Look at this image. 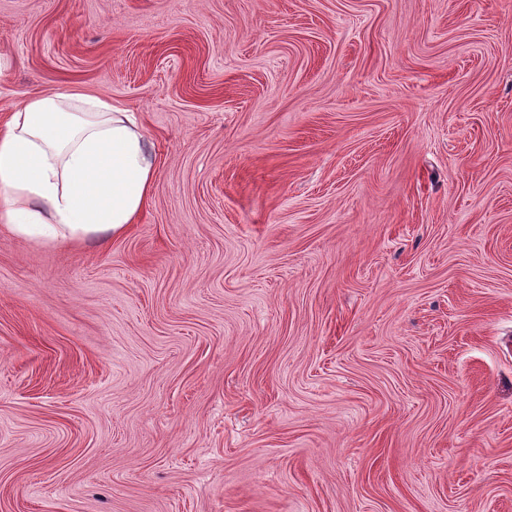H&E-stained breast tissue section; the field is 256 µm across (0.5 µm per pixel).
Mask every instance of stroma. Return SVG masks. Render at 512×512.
<instances>
[{"label":"stroma","mask_w":512,"mask_h":512,"mask_svg":"<svg viewBox=\"0 0 512 512\" xmlns=\"http://www.w3.org/2000/svg\"><path fill=\"white\" fill-rule=\"evenodd\" d=\"M0 125L138 117L136 224L0 227V512H512V0H0Z\"/></svg>","instance_id":"35a3bbf8"}]
</instances>
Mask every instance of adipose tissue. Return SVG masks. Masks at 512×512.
<instances>
[{"label":"adipose tissue","mask_w":512,"mask_h":512,"mask_svg":"<svg viewBox=\"0 0 512 512\" xmlns=\"http://www.w3.org/2000/svg\"><path fill=\"white\" fill-rule=\"evenodd\" d=\"M156 173L127 110L86 93L31 97L0 129V223L43 244L117 238L138 220Z\"/></svg>","instance_id":"obj_1"}]
</instances>
